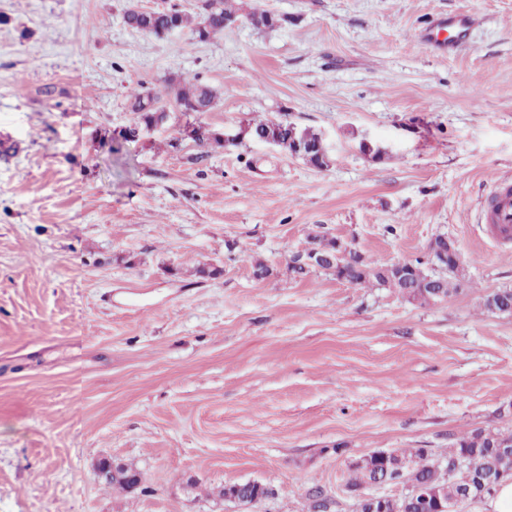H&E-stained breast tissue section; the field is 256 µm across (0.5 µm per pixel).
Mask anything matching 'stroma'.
Returning a JSON list of instances; mask_svg holds the SVG:
<instances>
[{
	"label": "stroma",
	"mask_w": 512,
	"mask_h": 512,
	"mask_svg": "<svg viewBox=\"0 0 512 512\" xmlns=\"http://www.w3.org/2000/svg\"><path fill=\"white\" fill-rule=\"evenodd\" d=\"M127 4L0 0V512H308L315 485L355 512L366 456L512 431V314L483 306L512 289L484 222L490 175L512 178V0H237L203 42L133 30ZM452 12L481 25L444 55L419 33ZM172 80L214 107L181 111ZM143 87L169 117L112 155ZM257 120L318 133L331 166ZM316 235L425 264L444 235L466 283L423 304L294 277ZM248 480L269 496L225 499ZM281 124L274 135H263L260 136V138H257L252 133V137L256 140H259L261 142H264L266 144L275 146L277 144V141L283 137L288 136L286 139H282L278 144L277 148L281 152L289 153L291 155H298L301 156L308 165L314 167V168H324L328 167L330 164V158L326 152V154L320 153L317 149H314L310 152L302 153L301 151L298 152L296 150L295 143L292 141H288L289 138H295L296 136V130L297 128L292 123H274V122H266V121H257L252 124L251 129L254 132L257 131H263L266 132L268 129L272 128L273 126ZM185 133L187 134L188 137L198 142L199 145L210 147L212 149L224 148L227 145H234L235 143L228 142H235L239 140V135H226L225 131L221 133L209 128H206L202 132L200 131L199 128H193L192 130H189L187 128L185 130ZM224 139L228 142H226Z\"/></svg>",
	"instance_id": "1"
}]
</instances>
